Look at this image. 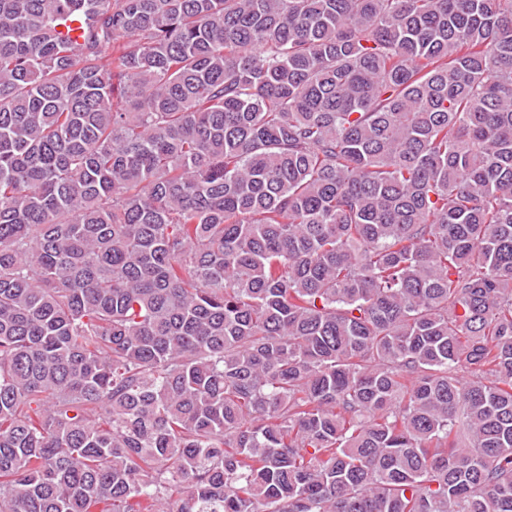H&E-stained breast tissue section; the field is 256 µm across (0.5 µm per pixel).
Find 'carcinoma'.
<instances>
[{
  "label": "carcinoma",
  "mask_w": 512,
  "mask_h": 512,
  "mask_svg": "<svg viewBox=\"0 0 512 512\" xmlns=\"http://www.w3.org/2000/svg\"><path fill=\"white\" fill-rule=\"evenodd\" d=\"M0 512H512V0H0Z\"/></svg>",
  "instance_id": "obj_1"
}]
</instances>
